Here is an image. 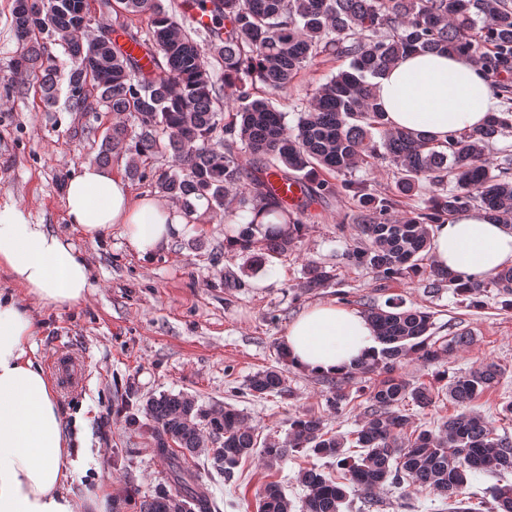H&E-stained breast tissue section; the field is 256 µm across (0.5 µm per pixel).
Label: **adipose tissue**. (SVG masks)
Wrapping results in <instances>:
<instances>
[{
	"mask_svg": "<svg viewBox=\"0 0 512 512\" xmlns=\"http://www.w3.org/2000/svg\"><path fill=\"white\" fill-rule=\"evenodd\" d=\"M389 127L436 140L483 123L499 99L476 59L410 54L376 81ZM70 224L95 235L119 228L137 255L154 256L178 237L185 218L178 204L134 197L111 169L86 164L65 188ZM435 264L474 280L512 265V228L484 211L449 215L434 225ZM0 270L43 307L64 308L92 291L90 270L74 245L27 210L0 206ZM30 312L15 297H0V512H85L90 501L75 495L72 475L84 466L72 446L57 392L34 357ZM295 367L333 375L354 367L377 346L360 313L322 302L288 324L281 335Z\"/></svg>",
	"mask_w": 512,
	"mask_h": 512,
	"instance_id": "ef3b65f1",
	"label": "adipose tissue"
}]
</instances>
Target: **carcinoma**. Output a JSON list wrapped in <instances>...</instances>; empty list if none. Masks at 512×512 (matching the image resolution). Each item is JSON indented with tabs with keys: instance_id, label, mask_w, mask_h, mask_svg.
<instances>
[{
	"instance_id": "cac0c4a2",
	"label": "carcinoma",
	"mask_w": 512,
	"mask_h": 512,
	"mask_svg": "<svg viewBox=\"0 0 512 512\" xmlns=\"http://www.w3.org/2000/svg\"><path fill=\"white\" fill-rule=\"evenodd\" d=\"M25 0H13L12 26L18 49L8 67L14 78L34 88L45 109L59 96L57 64L49 45H60L71 60L66 102L72 112L113 116L100 160L112 152L129 155L128 173L148 177L146 162L160 152L171 155V169L155 175L156 188L178 203L184 214L206 203L224 210L235 194L226 245L266 267L295 246L307 230L305 209L292 207L273 189V181H292L307 198L344 193L357 203V237L347 256L382 280L420 278L437 291L446 288L469 308H482L490 291L501 308L512 309V267L484 281L452 274L428 261L431 226L452 213L479 206L496 222L512 227V154L493 163L490 148L512 132V107L489 113L469 131L444 141L422 133L391 130L374 94L375 80L410 53L475 57L469 33L481 27L483 39L512 50V0H183L166 8L161 0H116L120 16H143L146 29L90 30L93 16L82 12L89 0H41L30 13ZM209 14L211 23H189L190 12ZM320 56L348 62L322 84L310 103L287 113L255 97L257 84L285 90L294 77ZM250 154V167L237 144ZM396 168V193L382 192L350 176L353 168L375 160ZM340 182H334V179ZM428 184V197L410 216H395V194L411 196ZM454 184L448 188V184ZM332 280L320 266L307 270L300 287L324 288ZM380 347L351 370L330 379L327 410L338 416L349 405L342 384L358 374L381 379L357 390L367 410L357 429L338 434L323 420L300 413L289 420L281 440L258 441L255 429L234 407L204 408L186 393H162L134 406L125 403L126 422L145 428L154 455L170 472L140 512H170L180 499L187 512H216L202 475L189 466L210 448L211 468L230 481L242 460L260 453L273 467L299 452L334 461L336 473L304 468L301 512H341L353 491L378 505L376 490L390 483L409 498L408 488L428 490L444 501L459 496L482 475L512 472V436L472 410L507 372L482 362L452 376L444 388L459 413L433 425L412 428L405 406L424 412L439 394L399 370L413 356L430 365L470 344L460 333L436 339L433 314L404 308L398 298L385 306H366ZM253 397H293L286 370L271 366L249 377ZM145 421H140V418ZM209 438H204L203 429ZM487 512H512V482L491 490ZM292 503L277 481L265 484L260 512H291Z\"/></svg>"
}]
</instances>
